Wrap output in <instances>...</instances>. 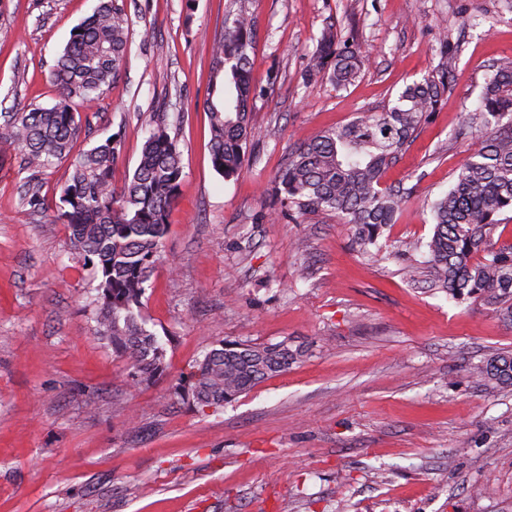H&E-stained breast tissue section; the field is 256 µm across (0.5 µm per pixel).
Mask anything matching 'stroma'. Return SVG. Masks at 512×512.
<instances>
[{
  "instance_id": "stroma-1",
  "label": "stroma",
  "mask_w": 512,
  "mask_h": 512,
  "mask_svg": "<svg viewBox=\"0 0 512 512\" xmlns=\"http://www.w3.org/2000/svg\"><path fill=\"white\" fill-rule=\"evenodd\" d=\"M129 18L121 73L86 107L92 141L121 134L112 173L139 157L145 112H179L185 177L164 257L143 298L168 337L166 372L134 386L94 333L92 271L55 223L68 168L40 179L43 210L0 169V512H512V391L470 369L512 351V325L407 280L405 248L433 233L429 205L474 147L465 119L494 64L512 57V0H118ZM95 0H0V112L48 106L49 72ZM254 19L252 134L242 174L211 162L203 103L210 42ZM368 49L336 88L309 70L325 28ZM448 92L383 174L406 201L364 255L335 213L279 217L277 179L296 146L391 105L444 49ZM288 341L305 356L221 408L175 392L223 341ZM492 486L490 498L471 493Z\"/></svg>"
}]
</instances>
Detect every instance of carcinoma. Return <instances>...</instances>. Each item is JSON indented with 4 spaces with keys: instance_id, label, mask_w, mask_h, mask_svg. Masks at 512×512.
I'll use <instances>...</instances> for the list:
<instances>
[{
    "instance_id": "carcinoma-1",
    "label": "carcinoma",
    "mask_w": 512,
    "mask_h": 512,
    "mask_svg": "<svg viewBox=\"0 0 512 512\" xmlns=\"http://www.w3.org/2000/svg\"><path fill=\"white\" fill-rule=\"evenodd\" d=\"M254 38L252 19L238 14L214 39V78L206 108L214 170L226 179L245 167L250 137V82ZM129 43V19L116 0H98L75 25L50 71L58 100L50 107L0 113V165L20 159L18 172L31 184L62 160H70L55 220L66 225L72 254L91 264L97 281V335L123 357L136 384L149 385L164 371V347L143 317L146 284L160 261L168 233V213L183 176L181 153L170 131L179 117L145 112L148 136L123 186L112 184L122 140L110 134L72 155L90 118L74 105L97 100L120 74ZM368 59L360 46L337 42L326 30L310 57L313 72L328 73L338 87L356 81ZM452 58L444 55L435 74L405 86L392 106L325 130L299 145L279 175L280 215L327 209L355 229L360 245L377 244L381 230L395 222L404 198L381 187L422 124L442 103L452 78ZM468 127L477 146L459 168L454 183L430 206L431 238L413 244L425 249L433 286L457 300H481L512 324V245L495 246L498 217L512 211V60L494 66ZM305 350L286 342L223 343L196 361L181 395L199 408L222 407L262 380L288 370ZM476 381L512 387V353H498L471 368Z\"/></svg>"
}]
</instances>
